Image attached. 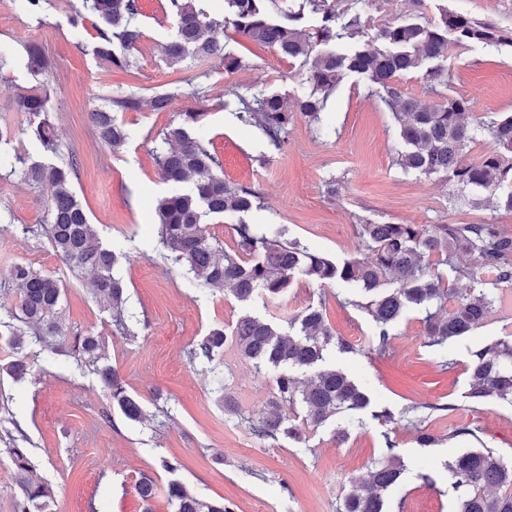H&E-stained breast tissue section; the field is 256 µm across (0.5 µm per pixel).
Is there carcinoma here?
Segmentation results:
<instances>
[{"instance_id":"1","label":"carcinoma","mask_w":512,"mask_h":512,"mask_svg":"<svg viewBox=\"0 0 512 512\" xmlns=\"http://www.w3.org/2000/svg\"><path fill=\"white\" fill-rule=\"evenodd\" d=\"M201 0H169L173 33L163 48L165 61L178 65L187 59L219 57L224 70L236 71L243 60L224 52V45L209 36L216 21L200 6ZM265 0H225L235 33L278 51L288 59L304 60L312 92L292 101L278 93L241 100L248 119L278 146L288 125L300 114L320 119L328 97L349 73L363 76L376 87L399 126L402 150L397 164L406 170L431 175L443 173L458 186L487 195L496 208L512 213V113L475 117L471 102L445 98L440 103L404 96L395 80L419 69L426 60L448 56L450 42L497 45V29L456 13L445 11L432 23L403 22L388 25L370 36L360 16L336 29V0H301L298 11L272 19ZM87 8L102 23L94 54L108 68L126 70L132 65L130 51L143 37L134 23L138 0H85ZM321 15L311 31L297 28L305 9ZM365 38L350 48H339L348 37ZM382 42L379 47L376 42ZM27 69L43 73L50 60L35 43L24 45ZM433 89L448 84V71L436 65L424 72ZM141 100L135 96L112 99L113 110L93 113L92 127L98 141L118 150L126 141L124 125L115 112L136 111ZM17 107L33 117L30 135L44 149L57 153L55 127L50 120L48 97L27 94ZM203 112H183L181 121L163 133L169 149L157 156L158 175L177 186L192 182L188 193L174 191L156 205L159 243L209 288H228L240 301L266 294L279 296L299 276L321 286L337 282L349 285L359 296L348 304L366 312L373 323L371 336L352 343L336 335L324 318V306L309 307L292 318L284 334L275 325L250 314L238 318L231 331L212 330L198 345L199 353L211 359L226 347L244 358L274 371L270 410L253 421V431L262 439H288L306 443L301 425L281 412V405L301 406L303 420L319 426L332 416L357 414L371 403L359 382L343 369L328 363L333 351L345 355L385 353L391 331L407 312H424L422 323L426 346L442 347L468 335L488 318L498 300L483 290L458 293L439 272V266L477 285L493 289L512 288V231L503 224H376L356 225L357 255L343 262L333 261L310 250L297 240L281 242L239 222L237 250L224 256L210 241L204 218L249 212L257 196L247 187L224 180L217 157L195 135ZM486 132L495 149L474 161L468 158L476 131ZM23 164L22 179L46 186L49 195V241L55 253L77 271L91 277L99 298L121 312L124 288L112 276L118 256L98 241L82 203L71 189L79 156L70 154L59 165L39 162ZM469 260L456 264L459 256ZM6 281L19 287L18 318L33 331L34 341L60 335L73 352L84 360L110 391L112 403L131 421L142 419L139 399L130 394L118 372L98 365L99 340L95 336H67L54 314L60 305L62 288L57 280L30 266L18 264ZM31 361L21 356L0 369L20 382L31 372ZM296 371L308 373L301 380ZM465 398L475 404L493 400L512 402V342L497 340L467 350ZM387 446L386 455L365 477L352 480L353 489L342 500L339 512H383V494L396 486L405 470L403 458ZM14 470L15 512H50L53 490L37 474L27 448L8 449ZM448 479L457 493L456 512H512V462L487 447L474 448L445 463ZM168 504L173 512H231L221 502H209L189 493L177 481L168 486Z\"/></svg>"}]
</instances>
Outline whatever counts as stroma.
Returning <instances> with one entry per match:
<instances>
[{"label":"stroma","mask_w":512,"mask_h":512,"mask_svg":"<svg viewBox=\"0 0 512 512\" xmlns=\"http://www.w3.org/2000/svg\"><path fill=\"white\" fill-rule=\"evenodd\" d=\"M165 4L140 0L136 23L143 38L126 72L106 70L96 60L95 17L76 28L58 0H50L39 19L24 0H0V128L12 133L0 143V276L27 264L58 280L61 327L98 336L100 365L118 371L145 411L143 421L126 419L91 368L55 338L15 348L7 310L17 294L0 288V512H15L7 453L13 446L29 449L52 487V512H125L139 502L135 486L144 475L155 482L153 512H170L166 489L173 480L233 512H337L352 478L365 475L390 441L406 469L384 495L385 512H454L456 494L444 467L450 457L485 446L512 458V403L476 405L464 396L467 349L512 336V310H493L485 324L442 348L426 346L421 314L414 311L396 325L385 355H335L337 367L368 384L373 405L397 412L396 421L384 423L363 411L343 444L333 437L344 421L340 414L307 428L303 444L258 439L249 423L225 410L224 399L234 398L243 414L259 413L274 388L273 375L230 348L211 360L196 355L209 331L232 328L248 313L285 332L289 319L318 303L337 335L361 339L372 324L348 305L353 291L342 283L324 288L301 276L282 296L248 302L201 286L158 242L156 202L172 188L158 178L154 150L181 113H203L200 131L225 180L259 193L242 218H207L209 232L228 251L239 220L343 260L356 255L355 227L366 220L512 227V214L490 205L471 208L446 175L402 169L398 127L375 88L356 74L337 86L321 122L296 117L280 149L272 150L263 131L245 121L240 100L259 92L291 99L308 94L302 60L283 59L271 47L240 38L223 21L224 0H204L220 22L215 37L244 60V68L225 72L218 58L168 65L162 47L173 18ZM444 8L493 24L503 37L495 46L450 44L443 65L451 83L444 96L467 98L478 116L512 112V0H336L338 24L358 13L372 33L393 23H429ZM31 41L51 60L37 76L23 60V46ZM173 89L179 95L170 111L149 107L153 95ZM38 92L50 97L54 154L29 135L30 116L17 108L21 94ZM130 93L142 105L118 115L128 131L125 145L116 151L100 146L89 113ZM73 150L81 163L71 188L101 244L118 256L112 274L126 292L121 328L90 279L64 263L40 233L47 191L12 171L17 158L57 165ZM21 351L34 366L17 383L1 367ZM218 374L224 377L221 391L213 383ZM414 401L453 404V412L435 413L425 423L437 445L416 443L403 414ZM459 424L475 428V436L450 438ZM165 459L174 471L162 467Z\"/></svg>","instance_id":"obj_1"}]
</instances>
